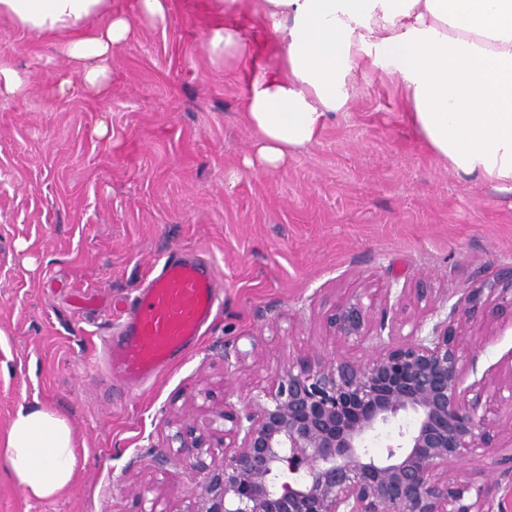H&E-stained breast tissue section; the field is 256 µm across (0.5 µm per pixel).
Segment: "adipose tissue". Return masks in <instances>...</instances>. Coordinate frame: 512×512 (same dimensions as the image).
I'll return each instance as SVG.
<instances>
[{
  "mask_svg": "<svg viewBox=\"0 0 512 512\" xmlns=\"http://www.w3.org/2000/svg\"><path fill=\"white\" fill-rule=\"evenodd\" d=\"M211 64L238 77L252 134L250 168L284 164L349 102L360 64L404 92L422 145L454 171L512 190V0H212ZM172 0H0V16L52 43L70 69L54 96L103 98L114 50L140 24L167 26ZM0 462L31 499L67 488L78 465L68 421L21 405L0 435Z\"/></svg>",
  "mask_w": 512,
  "mask_h": 512,
  "instance_id": "obj_1",
  "label": "adipose tissue"
}]
</instances>
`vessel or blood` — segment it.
<instances>
[{"label":"vessel or blood","instance_id":"b4317fda","mask_svg":"<svg viewBox=\"0 0 512 512\" xmlns=\"http://www.w3.org/2000/svg\"><path fill=\"white\" fill-rule=\"evenodd\" d=\"M222 304L209 267L173 254L133 298L118 338L104 342L114 381L133 387L155 377L200 339Z\"/></svg>","mask_w":512,"mask_h":512}]
</instances>
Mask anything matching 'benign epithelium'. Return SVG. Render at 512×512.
<instances>
[{
    "label": "benign epithelium",
    "instance_id": "benign-epithelium-1",
    "mask_svg": "<svg viewBox=\"0 0 512 512\" xmlns=\"http://www.w3.org/2000/svg\"><path fill=\"white\" fill-rule=\"evenodd\" d=\"M391 310L350 295L328 318L336 352L288 358L240 411L229 385L212 417L230 423L211 433L223 461L206 462L195 428L179 429V453L204 472L184 512H492L499 467L512 463V368L464 385L477 362L467 336L479 317L512 320V268L478 281L425 334H373ZM366 343L363 360L345 352ZM464 461L484 482L455 472Z\"/></svg>",
    "mask_w": 512,
    "mask_h": 512
}]
</instances>
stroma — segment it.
I'll return each instance as SVG.
<instances>
[{
  "label": "stroma",
  "mask_w": 512,
  "mask_h": 512,
  "mask_svg": "<svg viewBox=\"0 0 512 512\" xmlns=\"http://www.w3.org/2000/svg\"><path fill=\"white\" fill-rule=\"evenodd\" d=\"M178 2L113 53L100 101L48 98L66 61L0 18V59L28 80L0 98V433L36 402L68 420L80 458L46 500L0 466V512H182L200 475L176 454L155 466L170 435L241 405L289 357L334 352L337 301L404 292L391 333L405 335L512 267V191L430 154L382 69L358 68L318 143L245 168L242 86L204 45L210 0ZM175 252L212 267L224 308L155 382L112 389L88 361L118 333L110 301ZM475 330L478 372L512 358V326Z\"/></svg>",
  "instance_id": "stroma-1"
}]
</instances>
